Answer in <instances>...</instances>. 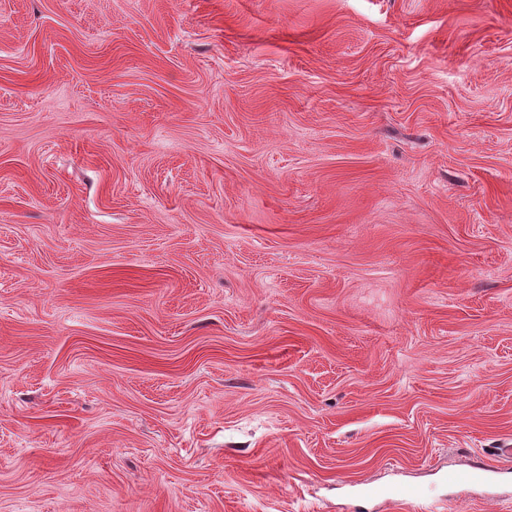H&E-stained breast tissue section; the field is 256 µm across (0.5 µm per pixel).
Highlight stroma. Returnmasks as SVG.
Returning a JSON list of instances; mask_svg holds the SVG:
<instances>
[{
    "mask_svg": "<svg viewBox=\"0 0 512 512\" xmlns=\"http://www.w3.org/2000/svg\"><path fill=\"white\" fill-rule=\"evenodd\" d=\"M510 445L512 0H0V512H512ZM500 469H491L485 466L473 470H456L448 472V484H482L495 479V474L501 473Z\"/></svg>",
    "mask_w": 512,
    "mask_h": 512,
    "instance_id": "1",
    "label": "stroma"
}]
</instances>
